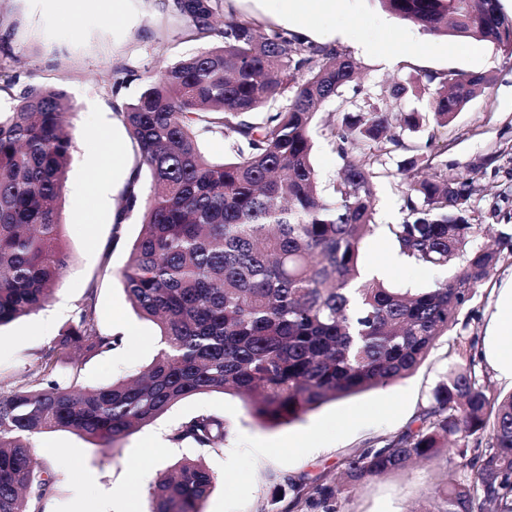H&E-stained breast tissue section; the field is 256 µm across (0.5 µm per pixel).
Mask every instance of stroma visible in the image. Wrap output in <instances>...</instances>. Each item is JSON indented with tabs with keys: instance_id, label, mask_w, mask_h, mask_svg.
Listing matches in <instances>:
<instances>
[{
	"instance_id": "35a3bbf8",
	"label": "stroma",
	"mask_w": 512,
	"mask_h": 512,
	"mask_svg": "<svg viewBox=\"0 0 512 512\" xmlns=\"http://www.w3.org/2000/svg\"><path fill=\"white\" fill-rule=\"evenodd\" d=\"M173 0H130L134 21L120 26L101 15L84 14L77 25L59 21L37 0H0V71L14 85L0 90V111H12L20 92L30 84L63 90L72 107L69 132L73 151L60 212L63 244L69 263L52 299L44 308L0 327V387L10 388L71 323L87 291H94L98 327L127 335L112 353L87 361L78 371L59 373L61 381L79 388H97L149 363L157 352L155 324L132 309L121 273L140 231V214L113 226L120 207L122 176L107 182L97 198L83 195L85 161L94 148V133L113 126L122 142L127 165H134L132 144L116 112L131 102L158 71L204 50L190 38L185 22L174 16ZM223 14L246 18L259 29L288 27L309 40L349 54L358 67L356 82L341 98L323 103L315 116L312 162L322 185L335 182L342 161L333 133L340 122L341 102L361 103L369 95L383 98L389 121L415 109H428L426 97L392 99L389 91L401 80L427 71L484 72L492 82L442 127L427 117L418 132L405 137L407 147L424 146L447 163L451 177L474 178L473 215L483 225L479 244L495 243L512 234V58L488 42L432 35L384 11L378 0H331L304 28L296 15L281 18L271 0H223ZM374 44L386 57L364 52ZM399 158L374 163L375 232L361 249L368 275L397 288H427L447 273L410 264L401 258L388 232L401 223L405 184ZM512 278V255L505 256L462 311L455 330L440 337L416 372L393 385L323 404L302 418L276 426L251 417L241 399L209 392L189 397L151 425L129 434L119 453L69 431L38 435L33 443L45 465L60 470L65 481L49 512H118L125 484L142 443L165 441L166 449L142 461L145 476L138 493V512H150L154 478L184 457H203L215 477L203 503L204 512H324L311 503L291 508L292 483L314 481L336 469L350 454L362 451L404 430L428 406L432 391L466 348L482 343L488 331L500 284ZM50 331H43L45 319ZM224 416L229 435L220 448L175 444V428L196 415ZM454 453L428 464L370 478L343 487L331 502L335 512H442L438 487L461 477Z\"/></svg>"
}]
</instances>
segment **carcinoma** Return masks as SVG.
Instances as JSON below:
<instances>
[{
	"label": "carcinoma",
	"instance_id": "obj_1",
	"mask_svg": "<svg viewBox=\"0 0 512 512\" xmlns=\"http://www.w3.org/2000/svg\"><path fill=\"white\" fill-rule=\"evenodd\" d=\"M388 13L437 35L490 42L512 56V16L500 0H378ZM193 37L211 47L159 72L119 112L136 156L117 221L141 213L122 271L134 311L153 321V361L112 384L76 388L55 377L126 342L99 330L94 291L77 321L63 327L25 380L0 390V512H46L62 474L39 461L31 439L65 430L114 449L179 402L231 392L263 424L301 418L325 403L392 385L412 375L437 339L453 330L476 290L512 254L472 246L467 177L448 178L417 153L398 171L406 215L388 226L398 254L422 267L446 268L432 288H391L361 274L360 251L373 224L368 151L405 148L420 127L405 113L390 131L384 103L342 106L336 133L339 179L325 189L311 161L316 107L354 81L355 62L329 45L283 29L259 31L229 18L221 0H174ZM303 79H297L298 74ZM490 79L482 73L425 72L391 90L395 98L429 94L434 121L448 125ZM67 95L24 88L13 112L0 113V326L41 309L67 267L59 203L71 158ZM201 133L224 137L229 160L201 149ZM151 191H134L142 169ZM224 417L199 414L172 440L222 448ZM455 449L471 475L437 490L445 512H512V392L491 396V379L463 352L432 392L428 407L401 433L346 457L336 473L295 486L293 505L330 502L353 485L431 462ZM214 476L185 458L153 483L151 512H203Z\"/></svg>",
	"mask_w": 512,
	"mask_h": 512
}]
</instances>
